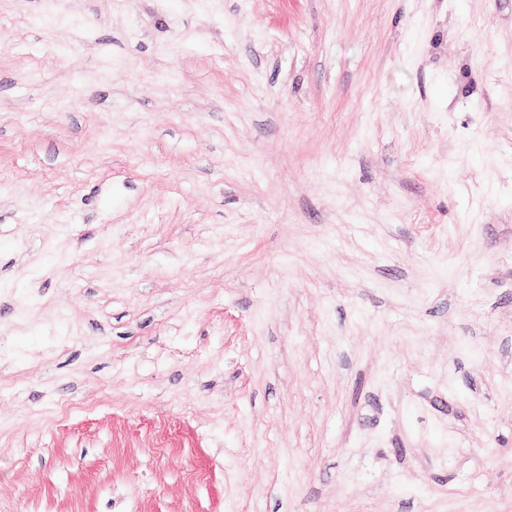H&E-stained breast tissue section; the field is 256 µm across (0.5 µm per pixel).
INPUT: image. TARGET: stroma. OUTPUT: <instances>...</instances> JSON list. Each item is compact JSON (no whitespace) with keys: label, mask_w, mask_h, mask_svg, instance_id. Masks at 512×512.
<instances>
[{"label":"stroma","mask_w":512,"mask_h":512,"mask_svg":"<svg viewBox=\"0 0 512 512\" xmlns=\"http://www.w3.org/2000/svg\"><path fill=\"white\" fill-rule=\"evenodd\" d=\"M0 506L512 512V0H0Z\"/></svg>","instance_id":"1"}]
</instances>
